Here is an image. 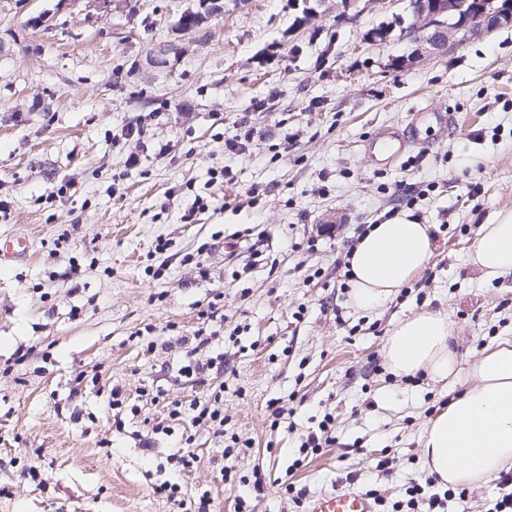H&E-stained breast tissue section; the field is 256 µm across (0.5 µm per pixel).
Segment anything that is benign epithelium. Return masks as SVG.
Returning a JSON list of instances; mask_svg holds the SVG:
<instances>
[{"label": "benign epithelium", "mask_w": 512, "mask_h": 512, "mask_svg": "<svg viewBox=\"0 0 512 512\" xmlns=\"http://www.w3.org/2000/svg\"><path fill=\"white\" fill-rule=\"evenodd\" d=\"M222 0H200L199 9L188 10L180 16L177 26L184 30H194L208 21L211 14L223 9ZM421 28L433 29L425 42L434 50L448 46L454 41L457 31L462 29H492L512 23V3L507 6L494 3V0H471L463 9L456 0H419L417 4Z\"/></svg>", "instance_id": "obj_1"}]
</instances>
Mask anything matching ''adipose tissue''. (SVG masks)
Segmentation results:
<instances>
[{
  "label": "adipose tissue",
  "mask_w": 512,
  "mask_h": 512,
  "mask_svg": "<svg viewBox=\"0 0 512 512\" xmlns=\"http://www.w3.org/2000/svg\"><path fill=\"white\" fill-rule=\"evenodd\" d=\"M434 248L431 225L405 219L373 225L348 257L351 306L369 314L386 309L426 268ZM467 261L483 279L512 276V213L480 226ZM453 338L447 315L423 310L393 325L383 356L393 376L420 374L455 387L425 424L421 445L428 474L464 487L512 465V340H501L466 370Z\"/></svg>",
  "instance_id": "adipose-tissue-1"
}]
</instances>
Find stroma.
I'll return each mask as SVG.
<instances>
[{"label": "stroma", "instance_id": "35a3bbf8", "mask_svg": "<svg viewBox=\"0 0 512 512\" xmlns=\"http://www.w3.org/2000/svg\"><path fill=\"white\" fill-rule=\"evenodd\" d=\"M343 2L224 0L187 32L176 23L195 0H0V238L32 242L28 260L0 265V512H186L154 491L173 477L237 512L225 463L266 474L252 512H309L320 494L368 484L392 503L425 482L419 439L447 395L393 377L382 349L424 309L447 314L467 364L512 336V277L488 284L466 262L479 226L512 213V24L429 56L408 32L409 0ZM416 108L448 126L420 131L392 165L371 162L365 142ZM144 116L143 140L120 139ZM244 117L248 151L226 152ZM222 167L230 180L210 181ZM471 182L484 192L468 196ZM408 191L423 194L412 210ZM390 210L420 211L435 249L403 297L364 315L350 305L348 242ZM204 243L202 278L184 258ZM214 298L224 369L195 381L178 338ZM148 324L161 344L150 355L135 338ZM81 374L99 382L71 397ZM219 390L223 435L186 417L152 434L168 402ZM326 417L335 446L294 467ZM234 435L250 448L221 461ZM186 449L194 467L172 475Z\"/></svg>", "mask_w": 512, "mask_h": 512}]
</instances>
